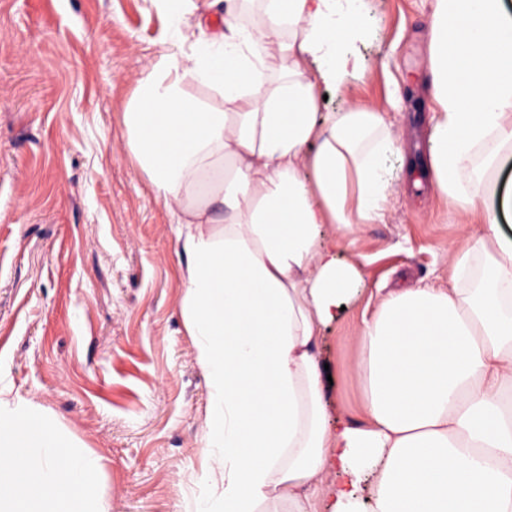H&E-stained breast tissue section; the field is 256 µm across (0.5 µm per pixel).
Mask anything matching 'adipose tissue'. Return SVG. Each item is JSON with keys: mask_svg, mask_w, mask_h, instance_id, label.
<instances>
[{"mask_svg": "<svg viewBox=\"0 0 512 512\" xmlns=\"http://www.w3.org/2000/svg\"><path fill=\"white\" fill-rule=\"evenodd\" d=\"M257 2L246 25L224 0L223 32L160 55L124 112L209 383L194 512H512V13L436 0L424 173L483 221L449 251L451 287L388 291L363 320L355 422L328 418L317 350L363 289L342 231L381 219L400 139L372 107L320 111L319 86L361 72L362 0ZM102 468L0 386V512H107Z\"/></svg>", "mask_w": 512, "mask_h": 512, "instance_id": "ef3b65f1", "label": "adipose tissue"}]
</instances>
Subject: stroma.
<instances>
[{"mask_svg":"<svg viewBox=\"0 0 512 512\" xmlns=\"http://www.w3.org/2000/svg\"><path fill=\"white\" fill-rule=\"evenodd\" d=\"M434 0H365L361 79L320 109L374 106L402 135L383 218L347 231L365 288L319 346L331 415L358 419L352 337L381 290L451 285L476 227L420 179ZM169 37L153 0H0V384L103 459L109 512H190L207 380L181 313L185 257L126 146L123 113Z\"/></svg>","mask_w":512,"mask_h":512,"instance_id":"obj_1","label":"stroma"}]
</instances>
